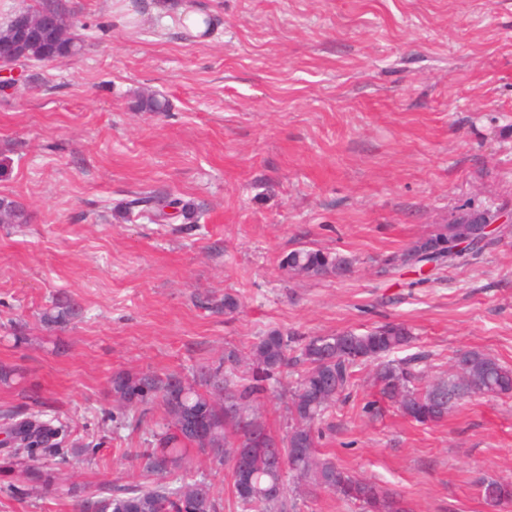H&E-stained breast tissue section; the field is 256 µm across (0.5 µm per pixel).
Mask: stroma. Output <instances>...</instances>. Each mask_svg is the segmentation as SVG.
<instances>
[{
    "label": "stroma",
    "instance_id": "stroma-1",
    "mask_svg": "<svg viewBox=\"0 0 512 512\" xmlns=\"http://www.w3.org/2000/svg\"><path fill=\"white\" fill-rule=\"evenodd\" d=\"M74 57L17 68L0 89V414L42 406L96 493L147 484L159 405L112 419L109 381L192 375L278 329L313 337L403 322L430 375L458 350L512 366V0H70ZM218 13L185 34V7ZM165 99L141 112L139 98ZM171 193L200 223L129 221L123 202ZM469 212L502 216L466 264L385 261ZM340 252L346 275L293 278V249ZM240 307L224 310L225 295ZM68 297L82 314L50 327ZM371 365L326 419L320 450L399 492L412 512H489L475 481H512V398L474 397L421 426L380 399ZM377 410L365 412L367 402ZM0 512H74L72 497L11 493ZM30 212L18 201L0 197V224H29ZM78 315V308L70 301L56 300L41 318L46 325L65 327Z\"/></svg>",
    "mask_w": 512,
    "mask_h": 512
}]
</instances>
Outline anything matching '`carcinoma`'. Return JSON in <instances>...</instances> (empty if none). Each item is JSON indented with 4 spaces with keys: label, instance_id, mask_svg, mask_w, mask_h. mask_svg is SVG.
Instances as JSON below:
<instances>
[{
    "label": "carcinoma",
    "instance_id": "1",
    "mask_svg": "<svg viewBox=\"0 0 512 512\" xmlns=\"http://www.w3.org/2000/svg\"><path fill=\"white\" fill-rule=\"evenodd\" d=\"M34 14L52 20L70 35L71 54L79 51L67 0H43ZM137 108L165 112L167 104L152 94L141 98ZM168 208L173 212H166ZM123 210L145 213L157 224L178 217L186 224L198 222L197 209L170 194L161 199L150 194L135 197L124 203ZM30 221L31 214L21 203L0 197V224ZM467 231V224L438 225L428 238L437 241L439 249L421 256L413 243L388 258L386 265L413 270L424 263L437 269L464 264L469 254L450 252L447 244ZM351 266L347 256L311 247L296 248L282 260L289 275L302 278L342 276ZM77 315L75 304L57 300L43 312L42 321L62 328ZM412 341L411 330L397 322L362 333L346 331L305 340L274 329L258 337L246 353L224 349V356L201 367L190 380L177 374L113 373L112 420L153 402L166 416L156 446L134 454L152 476L151 485L80 497L76 512H216L214 485L188 470L193 451L229 469L231 492L241 512H289L297 507V499L317 490L370 504L374 512H408L398 492L350 474L318 450V425L349 389L354 368L373 364V383L382 398L419 424L444 420L460 401L472 396L512 395V367L480 349L458 351L452 371L432 378L391 358ZM297 363L303 369L286 393L288 431L278 437L264 417V395ZM0 432L7 436V441H0V480L7 482V489L21 491L19 482L32 490L48 491L56 485L52 457L59 452L57 437L63 427L55 417L41 409L20 420L6 413ZM476 483L488 508L512 503V483L487 477Z\"/></svg>",
    "mask_w": 512,
    "mask_h": 512
}]
</instances>
